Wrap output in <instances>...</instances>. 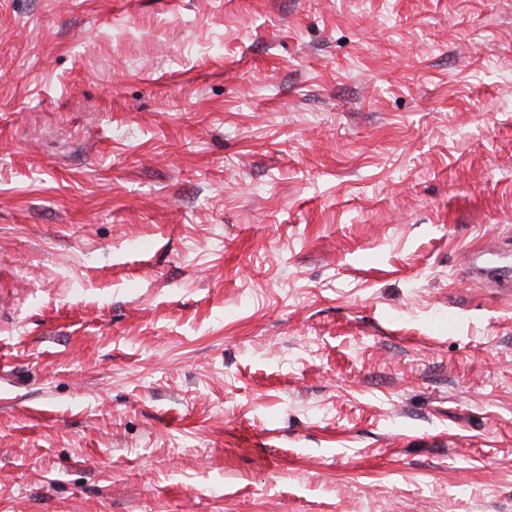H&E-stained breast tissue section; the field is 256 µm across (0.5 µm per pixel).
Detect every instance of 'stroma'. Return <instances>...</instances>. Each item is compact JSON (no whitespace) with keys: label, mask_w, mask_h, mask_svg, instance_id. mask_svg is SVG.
<instances>
[{"label":"stroma","mask_w":512,"mask_h":512,"mask_svg":"<svg viewBox=\"0 0 512 512\" xmlns=\"http://www.w3.org/2000/svg\"><path fill=\"white\" fill-rule=\"evenodd\" d=\"M0 512H512V0H0Z\"/></svg>","instance_id":"obj_1"}]
</instances>
